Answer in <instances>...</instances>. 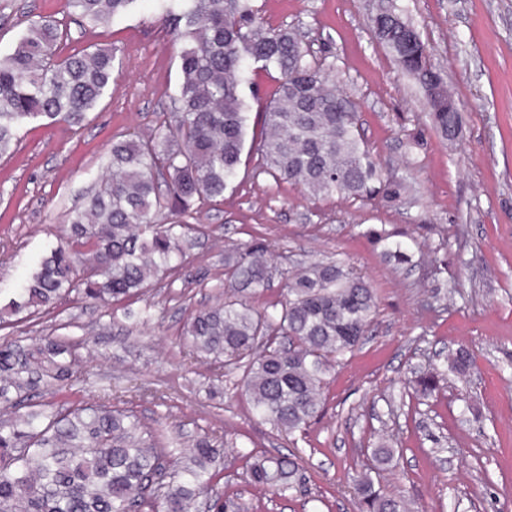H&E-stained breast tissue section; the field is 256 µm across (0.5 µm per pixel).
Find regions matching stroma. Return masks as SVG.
I'll return each mask as SVG.
<instances>
[{"instance_id":"stroma-1","label":"stroma","mask_w":512,"mask_h":512,"mask_svg":"<svg viewBox=\"0 0 512 512\" xmlns=\"http://www.w3.org/2000/svg\"><path fill=\"white\" fill-rule=\"evenodd\" d=\"M252 4L267 26L299 30L406 194L394 203L317 198L262 172L257 144L247 141L223 200L202 205L193 220L194 245L173 275L113 311L68 303L22 316L0 330V342L68 337L87 367L65 385L79 400L111 391L118 407L182 453L202 436L221 438L212 495L224 512H361L353 486L382 443L396 448L393 461L367 472L412 512H512V0H398L460 109L453 142L432 130L421 89L376 40L369 0ZM40 15L63 22L66 50L109 45L120 68L82 128L30 124L0 157L5 297L97 183L113 136L153 135L179 78L180 45L160 27L154 0L98 26L76 19L68 0H0V54ZM372 224L403 233L411 268L383 261L364 235ZM264 240L274 245L276 274L255 308L285 300L284 272L315 261L345 262L378 297L363 342L331 373L322 415L290 435L251 413L233 376L187 359L181 336L196 310L237 298L224 279L225 254ZM461 346L473 356L471 375L447 374L438 393L417 397L410 368L443 363ZM241 447L297 460L294 487L253 485Z\"/></svg>"}]
</instances>
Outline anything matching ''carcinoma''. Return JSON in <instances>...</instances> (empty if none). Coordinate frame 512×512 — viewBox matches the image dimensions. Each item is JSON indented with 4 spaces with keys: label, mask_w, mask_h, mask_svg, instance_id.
I'll list each match as a JSON object with an SVG mask.
<instances>
[{
    "label": "carcinoma",
    "mask_w": 512,
    "mask_h": 512,
    "mask_svg": "<svg viewBox=\"0 0 512 512\" xmlns=\"http://www.w3.org/2000/svg\"><path fill=\"white\" fill-rule=\"evenodd\" d=\"M137 0H69L93 24L127 13ZM161 23L182 44L172 111L157 117L148 139H113L108 171L68 228L43 257L27 285L0 301V328L21 313L39 314L73 298L102 306L141 295L182 262L191 240L188 219L199 206L224 199L245 146L250 97L247 70L275 68L282 78L264 113L257 151L261 168L315 196L393 201L406 192L383 176L361 135L358 112L317 64L306 61L300 34L264 25L250 0H158ZM373 32L397 66L420 85L433 129L446 141L460 117L442 103L448 88L417 30L396 0H381ZM64 35L51 16L31 19L14 47L0 55V157L37 119L80 127L112 86L116 51L96 47L64 53ZM250 93H245V90ZM364 235L398 268L411 254L396 231L371 226ZM268 245L255 243L224 257V276L242 298L198 311L184 326L188 356L214 370L240 372L254 413L290 433L322 412L335 364L360 343L377 307L374 289L340 263L314 262L288 275V300L258 310L250 300L270 288ZM447 369L465 375L470 352H449ZM436 366L415 377L429 397L440 387ZM73 344L60 337L28 348L0 344V512H189L208 495L224 448L208 436L172 462L163 435L148 430L107 393L94 404L32 402L52 396L59 382L78 381ZM250 482L272 492L291 489L299 464L290 458L243 453ZM364 512H407L370 475L355 485Z\"/></svg>",
    "instance_id": "carcinoma-1"
}]
</instances>
